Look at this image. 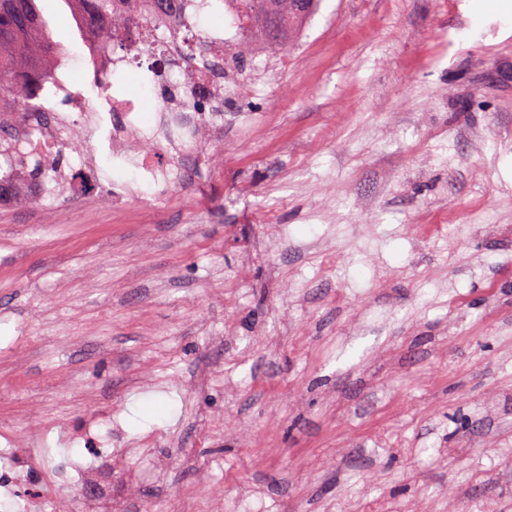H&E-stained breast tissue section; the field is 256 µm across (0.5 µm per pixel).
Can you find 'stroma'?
I'll return each instance as SVG.
<instances>
[{"mask_svg": "<svg viewBox=\"0 0 512 512\" xmlns=\"http://www.w3.org/2000/svg\"><path fill=\"white\" fill-rule=\"evenodd\" d=\"M480 2L322 0L197 179L0 206V502L512 512V15ZM147 65L110 94L151 114ZM70 122L69 167L137 178Z\"/></svg>", "mask_w": 512, "mask_h": 512, "instance_id": "35a3bbf8", "label": "stroma"}]
</instances>
